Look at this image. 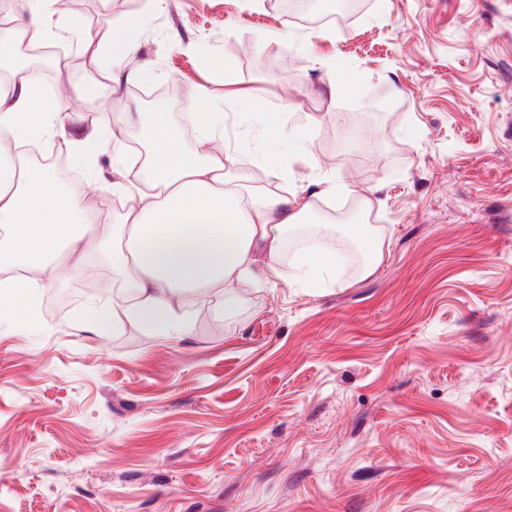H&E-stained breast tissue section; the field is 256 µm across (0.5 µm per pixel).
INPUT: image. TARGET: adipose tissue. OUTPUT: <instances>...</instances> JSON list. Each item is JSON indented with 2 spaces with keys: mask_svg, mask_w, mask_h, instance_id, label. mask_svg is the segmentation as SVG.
<instances>
[{
  "mask_svg": "<svg viewBox=\"0 0 512 512\" xmlns=\"http://www.w3.org/2000/svg\"><path fill=\"white\" fill-rule=\"evenodd\" d=\"M59 0H27L10 18L23 39L52 31ZM107 24L86 34L85 48L99 54L103 43L119 44L107 70L113 87L136 81L132 60L138 37H118ZM33 72L0 86V303L12 323H31L41 289L58 280L83 277L104 237L92 220L97 207L84 190L67 191L48 168L34 169L26 150L40 143L52 151L81 155L90 143L112 154L113 193L126 207L117 230L125 247L112 257L120 280L111 310L90 306L96 335L138 325L167 343L190 335L199 304L212 305L231 321L250 295L279 284L313 288L336 280V237L314 238L285 260L286 233L303 224L312 199L294 192L255 193L233 184L224 163V117L212 114L194 153L151 152L136 179L123 174L124 150L143 123L138 108L125 106L104 138L79 134L80 115L62 101L36 91Z\"/></svg>",
  "mask_w": 512,
  "mask_h": 512,
  "instance_id": "ef3b65f1",
  "label": "adipose tissue"
}]
</instances>
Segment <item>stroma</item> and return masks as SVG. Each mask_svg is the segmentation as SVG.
<instances>
[{"label":"stroma","mask_w":512,"mask_h":512,"mask_svg":"<svg viewBox=\"0 0 512 512\" xmlns=\"http://www.w3.org/2000/svg\"><path fill=\"white\" fill-rule=\"evenodd\" d=\"M80 4L53 73L83 129L103 99L173 95L175 127L200 86L261 99L225 110L226 149L282 123L257 148L295 156L285 190L359 189L316 206L357 200L383 256L231 322L200 305L167 344L78 323L112 303L105 266L37 307L0 334V512H512V0H360L335 25L279 0ZM134 17L142 75L116 93L83 37Z\"/></svg>","instance_id":"stroma-1"}]
</instances>
